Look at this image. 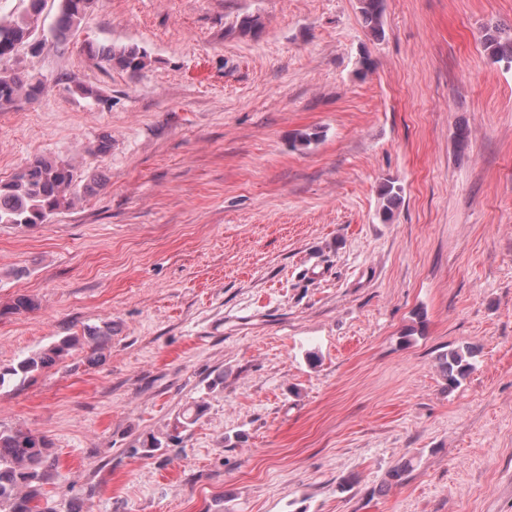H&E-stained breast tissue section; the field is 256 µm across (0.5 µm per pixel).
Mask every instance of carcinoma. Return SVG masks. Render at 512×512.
Returning <instances> with one entry per match:
<instances>
[{"mask_svg": "<svg viewBox=\"0 0 512 512\" xmlns=\"http://www.w3.org/2000/svg\"><path fill=\"white\" fill-rule=\"evenodd\" d=\"M18 13L0 16V62L14 61L9 67L0 65V110L18 100L33 101L46 89V82L29 75L17 61L24 46L38 54L41 46H33L34 33L45 0H25ZM97 0H58V16L54 37L64 38L79 28L92 13ZM360 12L372 34H383L384 0H359ZM483 42L493 62L512 69V33L498 26L487 28ZM87 55L98 64L117 65L132 72L145 68L148 55L135 45H95L86 47ZM101 186L96 176L78 180L75 166L67 161L35 158L8 180H0V224L17 228H34L46 223L58 211L72 207L82 195H91ZM402 189L392 182L380 187L381 219L388 221L401 200ZM101 328L84 330L83 337L65 336L51 346L37 351L14 365L0 366V388L24 382L34 374L63 359L71 349L85 344L90 356L100 353ZM474 350L470 346L453 349L439 358V369L449 388L457 387L474 367ZM56 458L51 443L43 436L0 425V512H56L44 492V486L55 477Z\"/></svg>", "mask_w": 512, "mask_h": 512, "instance_id": "cac0c4a2", "label": "carcinoma"}]
</instances>
